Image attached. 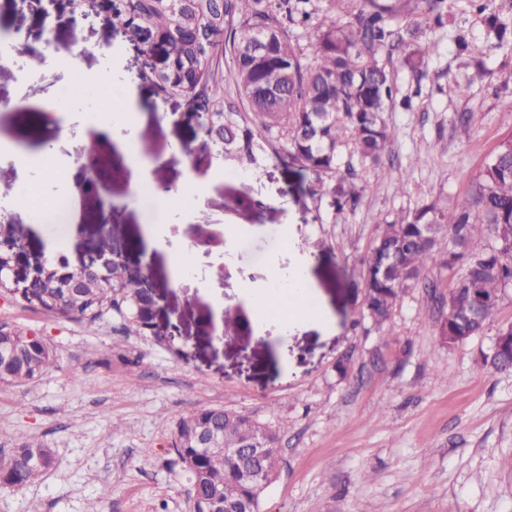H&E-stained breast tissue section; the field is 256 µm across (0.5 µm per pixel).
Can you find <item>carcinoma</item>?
Masks as SVG:
<instances>
[{"instance_id": "1", "label": "carcinoma", "mask_w": 512, "mask_h": 512, "mask_svg": "<svg viewBox=\"0 0 512 512\" xmlns=\"http://www.w3.org/2000/svg\"><path fill=\"white\" fill-rule=\"evenodd\" d=\"M345 20L313 23L317 0H111L106 22L135 38L147 34L157 48L152 73L159 92L187 98L190 110L204 116L207 132L221 148L238 154L242 168L254 159L258 140L284 141L287 158L312 175L308 192L321 194L327 180L339 172L355 178L352 164L341 168L339 149L351 143L363 159L378 161L390 151L394 136L384 119L397 99L394 70L382 62L401 48L407 60L419 54L415 38L426 28L445 26V0H334ZM307 34L299 44L298 31ZM232 48L235 82L246 103L249 123L224 122V101L217 95L223 81L219 63L224 46ZM363 188H331L332 205L353 210ZM452 237L445 263L461 266L450 294L448 319L440 337L455 343L478 335L494 314L502 290L512 284V140L501 144L486 165L476 194L448 212L426 205L385 225L364 261L366 308L384 322L402 290L419 279L434 260L437 238H425L426 227ZM488 235L497 242L483 251L469 246ZM28 249L15 228L0 222V289L24 307L66 320L90 324L108 311L125 318L127 331L162 335L157 323L160 301L152 289L125 277L116 267L100 263L80 267L64 256L45 258L46 272L31 277L14 268ZM81 280L80 296L65 287ZM13 359L0 361V383L32 384L56 366L55 352L39 336L0 325V349ZM495 373L512 368V342L496 343L482 355ZM221 407H200L181 417L173 432V449L189 475L193 512H213L215 493L235 510L243 503L260 512L264 489L254 485L239 458L223 452L202 453L188 447L190 435L208 420L221 421ZM262 433L268 446L257 468L278 469V435L242 414L224 424V447L239 448L251 435ZM55 463L54 450L26 441L0 454V486L31 483Z\"/></svg>"}]
</instances>
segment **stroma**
Wrapping results in <instances>:
<instances>
[{"label": "stroma", "instance_id": "stroma-1", "mask_svg": "<svg viewBox=\"0 0 512 512\" xmlns=\"http://www.w3.org/2000/svg\"><path fill=\"white\" fill-rule=\"evenodd\" d=\"M447 2V26L419 44L424 77L393 53L408 101L385 114L390 153L375 164L353 158L367 188L355 210L339 212L329 196L308 194L310 174L290 163L281 143L263 145L252 169L240 171L184 97L157 93L142 48L106 23L105 0L81 12L71 0H0V32L20 34L22 61L42 62L25 85L0 76V98L27 106L0 109V141L9 149L0 155V200L39 179L35 161L47 144L65 171L97 131V94L65 97L66 63L76 56L84 70L136 90L141 149L160 160L154 180L204 185L197 206L162 220L169 235L179 237L188 223L240 232L223 248H196L189 273L173 285L179 258L147 250L145 228L157 218L149 200L127 204V159L107 141L110 207L78 197V221L62 227L64 250L74 263L99 244L129 249L162 291L164 335L127 333L112 312L92 325L54 319L0 294V324L36 333L58 358L38 383L0 385V449L39 440L56 455L35 482L0 487V512H29L35 503L40 512H189L172 430L199 407L278 428L280 466L260 512H512V374L481 364L499 329L512 324V285L483 334L451 347L439 332L459 267L431 263L380 326L364 316L358 286L385 224L475 194L486 164L512 139V42L496 44L466 0ZM459 33L469 41L463 54ZM481 66L489 71L482 79ZM51 105L65 126L56 138L44 127ZM185 146L210 155V165L189 169ZM296 263L326 318L284 338L240 299L238 281L246 275L260 285L271 266ZM223 305L249 331L216 333L206 319Z\"/></svg>", "mask_w": 512, "mask_h": 512}]
</instances>
